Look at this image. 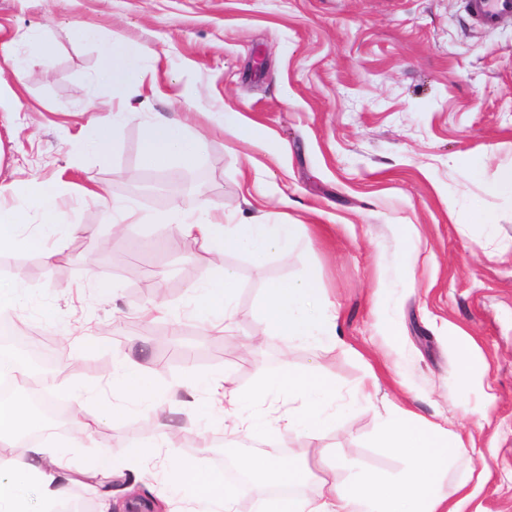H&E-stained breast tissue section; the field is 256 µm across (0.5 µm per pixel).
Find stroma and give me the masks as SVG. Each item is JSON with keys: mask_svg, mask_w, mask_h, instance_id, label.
<instances>
[{"mask_svg": "<svg viewBox=\"0 0 512 512\" xmlns=\"http://www.w3.org/2000/svg\"><path fill=\"white\" fill-rule=\"evenodd\" d=\"M104 38L154 51L155 84L133 91L134 113L117 129L111 153L80 151V129L98 119L87 82L99 46L80 40L79 24ZM40 32L50 56L23 79L0 71V96L23 103L0 124V182L28 175L57 185L78 229L61 237L45 262L34 251L0 253V277L25 282L30 296L13 317L48 338L62 364L54 401L79 411L80 386L118 404L86 447H74L79 424L48 433L53 448L90 465L99 448L135 443L147 456L128 471L133 492L112 502L124 512L132 493L171 497L172 512H200L173 494L169 460H194L212 471L227 458L265 451L299 457L313 495L324 472L404 476L409 460L378 441L391 405L440 425L464 452L448 466L443 490L465 499L463 512H512V192L493 190L512 166V15L477 26L465 0H0V41L26 43ZM187 121L204 134L190 171L157 173L185 190L131 191L144 175L141 125L146 113ZM240 113L244 128H216L213 116ZM486 156L482 175L468 161ZM135 203L144 215L169 210L204 192L229 223L303 224L288 261L228 252L239 288L227 331L189 314L191 287L203 272L200 244L171 224H107L84 190ZM400 224L417 233L405 244ZM413 249L402 280L405 247ZM157 276L137 286L131 272ZM312 276L337 315L343 345L316 352L299 340L261 345L256 306L272 282ZM169 308L148 318L153 300ZM469 337L463 354L459 337ZM135 356L183 440L157 445V415L110 382L121 357ZM293 369L326 374L350 399L376 374L378 393L332 421L325 453L307 438L231 433L219 413L188 414L179 383L189 373L226 377L247 392Z\"/></svg>", "mask_w": 512, "mask_h": 512, "instance_id": "stroma-1", "label": "stroma"}]
</instances>
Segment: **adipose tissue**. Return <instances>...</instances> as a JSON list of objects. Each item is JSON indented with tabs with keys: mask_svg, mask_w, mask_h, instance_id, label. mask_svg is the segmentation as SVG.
<instances>
[{
	"mask_svg": "<svg viewBox=\"0 0 512 512\" xmlns=\"http://www.w3.org/2000/svg\"><path fill=\"white\" fill-rule=\"evenodd\" d=\"M102 61L89 81L90 91L107 87V115L82 129V140L91 154L106 156L116 128L132 108L128 92L143 84L149 70L145 60L149 49L137 42H103ZM141 164L151 170L173 166L195 167L199 158L201 133L190 132L178 119L153 114L142 127ZM57 186L30 176L7 186L0 185V253L14 250L39 252L51 262L58 251L49 240L69 225V213L57 199ZM156 224L175 225L179 234L201 243L207 253L204 272L193 286L192 312L200 321L218 327L229 315L238 290L234 271L224 267L226 251L242 252L261 260L270 255L288 258L301 239L297 224H228L222 210L196 197L191 205L175 204L152 218ZM263 337L297 338L317 349L335 347L336 316L331 313L320 288L309 278L271 283L257 305ZM301 393L304 405L277 419L265 415L245 420L241 414L253 402L281 387ZM188 394L207 389L224 404V418L234 433L262 431L273 436L280 429L302 432L313 448H320L323 431L331 420L324 410L330 384L321 374L297 372L283 366L280 374L267 378L259 390L247 394L228 386L224 379L192 375L182 383ZM381 443L407 457L411 470L405 480L389 483L355 476L339 482L335 477L321 479L314 497L296 495L262 499L256 512H463L461 504H449L441 490L449 456L462 451L459 443L424 420L409 417L399 409L390 413L380 434ZM144 448L134 446L122 455L101 451L92 469L74 468L70 458L49 448L43 441L31 440L21 454L0 457V512H30L33 498L48 505L64 501L68 489L81 485L100 496L103 507H110L111 490L104 478L121 480L123 464L146 456ZM238 467L266 487H293L302 484L303 470L297 460L269 456L244 457ZM173 484L190 489L200 497L219 490L218 512H237L229 490L218 489L212 473L200 470L186 460L171 459Z\"/></svg>",
	"mask_w": 512,
	"mask_h": 512,
	"instance_id": "obj_1",
	"label": "adipose tissue"
}]
</instances>
